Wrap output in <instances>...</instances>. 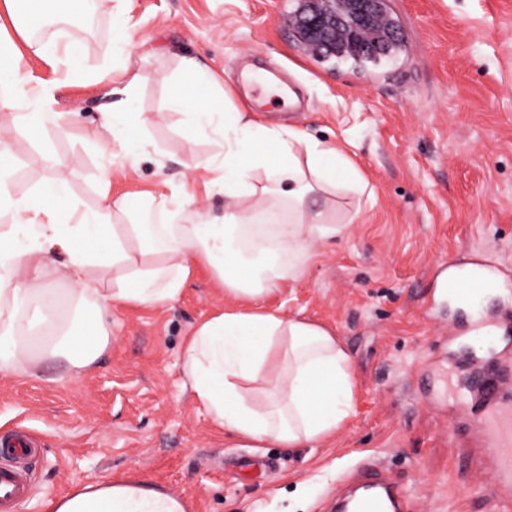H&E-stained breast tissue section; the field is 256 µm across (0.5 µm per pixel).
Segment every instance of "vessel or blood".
I'll use <instances>...</instances> for the list:
<instances>
[{
    "label": "vessel or blood",
    "mask_w": 512,
    "mask_h": 512,
    "mask_svg": "<svg viewBox=\"0 0 512 512\" xmlns=\"http://www.w3.org/2000/svg\"><path fill=\"white\" fill-rule=\"evenodd\" d=\"M499 269L491 264L476 263L472 275L448 278L441 291L455 302L464 304L487 296L498 286ZM512 322V303H498L493 320L474 319L470 341H483L489 326ZM460 408L476 425L478 437L494 469L492 492L496 501L512 500V353L502 352L499 360L480 372L475 390L462 399ZM8 464L0 465V507L23 498L28 490V475L17 461L28 455L29 442L18 435H0ZM352 491L339 499L340 512H410V497L393 482L385 469L376 464H361L349 476Z\"/></svg>",
    "instance_id": "obj_1"
}]
</instances>
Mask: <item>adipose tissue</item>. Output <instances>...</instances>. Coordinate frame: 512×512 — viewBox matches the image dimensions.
Returning <instances> with one entry per match:
<instances>
[{"mask_svg": "<svg viewBox=\"0 0 512 512\" xmlns=\"http://www.w3.org/2000/svg\"><path fill=\"white\" fill-rule=\"evenodd\" d=\"M22 9V36L72 0H0ZM36 56L46 47L30 41ZM27 83L22 58L0 27V120L44 130L60 113L33 94L27 111L15 96ZM184 111L186 133L210 136L217 158L191 159V171L224 168V214L190 210L186 224H145L140 214L166 210L167 199L115 197L102 181L95 206L65 183L15 196L14 155L0 137V375L40 377L54 363L73 379L92 367L112 334L116 306L162 307L177 300L196 265H205L228 300L185 340L182 369L191 395L224 433L263 448H313L334 435L353 410L351 359L335 334L314 322L270 309L263 300L298 280L316 244L344 236L334 196L367 189L334 147L292 126H266L229 112L215 96L182 89L171 101ZM126 100L99 112L101 128L122 139L128 159L142 143L121 118ZM52 512H187L173 494L123 479L76 483Z\"/></svg>", "mask_w": 512, "mask_h": 512, "instance_id": "adipose-tissue-1", "label": "adipose tissue"}]
</instances>
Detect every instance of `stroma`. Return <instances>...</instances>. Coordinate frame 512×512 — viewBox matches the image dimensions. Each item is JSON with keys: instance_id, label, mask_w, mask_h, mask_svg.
Listing matches in <instances>:
<instances>
[{"instance_id": "obj_1", "label": "stroma", "mask_w": 512, "mask_h": 512, "mask_svg": "<svg viewBox=\"0 0 512 512\" xmlns=\"http://www.w3.org/2000/svg\"><path fill=\"white\" fill-rule=\"evenodd\" d=\"M296 0H97L94 31L83 21L47 32L56 61L25 55L31 87L47 86L61 126L33 135L0 129L16 157L14 191L45 178L95 205L103 167L113 195L170 194L184 186L211 215L224 194L185 179V162L218 151L188 139L170 108L183 58L208 67L228 109L290 125L339 146L372 196L336 199L339 220L357 223L318 245L304 275L266 303L333 330L351 358L354 413L316 448L268 445L275 461L250 478L244 450L217 430L184 387L181 350L197 323L224 305L207 269L167 306L118 307L112 337L78 381L51 365L41 377L0 376V434L30 433L31 496L13 512H49L76 482L109 475L175 493L189 512H325L344 473L380 462L414 512H497L475 431H462L453 392L469 374H448L457 306L432 294L443 263L482 248L512 269V0H385L407 43L364 66L324 61L300 48L289 17ZM77 43L81 55L62 51ZM123 58L142 80L133 112L149 118L146 151L126 159L99 125L106 88L99 72ZM62 163L48 167L44 150Z\"/></svg>"}]
</instances>
